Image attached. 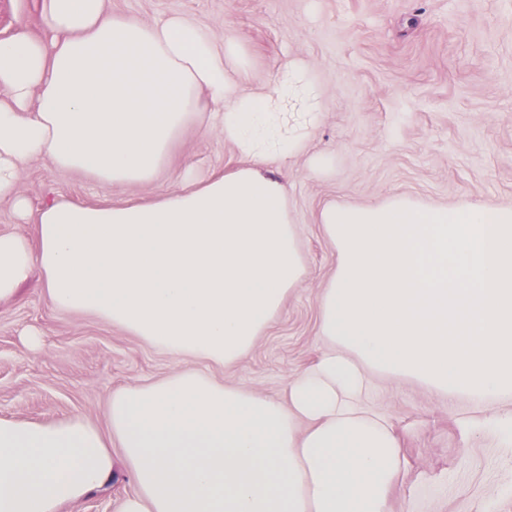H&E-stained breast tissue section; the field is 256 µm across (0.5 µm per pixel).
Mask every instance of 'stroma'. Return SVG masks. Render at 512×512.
Masks as SVG:
<instances>
[{"mask_svg":"<svg viewBox=\"0 0 512 512\" xmlns=\"http://www.w3.org/2000/svg\"><path fill=\"white\" fill-rule=\"evenodd\" d=\"M146 22L179 14L216 40L239 39L241 90L268 86L289 62L307 65L321 90L322 122L288 161L263 172L287 184L288 219L305 264L302 284L250 352L231 365L157 350L94 317L52 306L32 286L0 303V417L54 422L80 416L105 427L114 389L194 368L269 398L320 357L322 291L336 251L319 224L329 203L381 205L405 196L430 206L512 207V0H108ZM240 164L230 143L189 125L150 184L105 188L28 163L18 183L31 209L62 199L87 206L150 201L186 172L220 175ZM365 409L386 421L404 467L390 512H512V447L466 418L512 407L438 397L422 384L372 375ZM100 489L59 512H119L135 489L113 454Z\"/></svg>","mask_w":512,"mask_h":512,"instance_id":"1","label":"stroma"}]
</instances>
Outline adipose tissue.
<instances>
[{"mask_svg": "<svg viewBox=\"0 0 512 512\" xmlns=\"http://www.w3.org/2000/svg\"><path fill=\"white\" fill-rule=\"evenodd\" d=\"M0 38V199L35 159L105 187L164 171L192 123L242 166L150 203L55 200L37 243L0 232V303L35 284L58 309L167 353L218 365L245 357L305 272L286 190L260 163L301 150L321 91L291 64L241 91L237 40L180 15L147 23L105 0H35ZM336 270L320 300V359L276 400L192 369L113 390L100 430L0 417V512H58L112 474L136 488L120 512H387L402 450L363 407L367 374L436 395L512 394V208L332 204L320 215Z\"/></svg>", "mask_w": 512, "mask_h": 512, "instance_id": "1", "label": "adipose tissue"}]
</instances>
